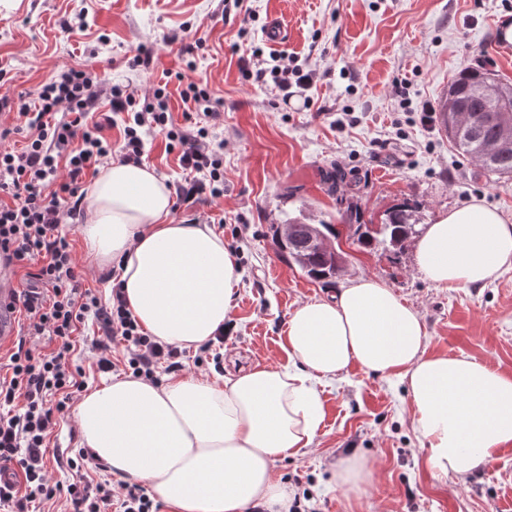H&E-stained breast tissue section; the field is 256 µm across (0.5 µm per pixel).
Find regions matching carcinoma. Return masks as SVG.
<instances>
[{"label":"carcinoma","instance_id":"carcinoma-1","mask_svg":"<svg viewBox=\"0 0 512 512\" xmlns=\"http://www.w3.org/2000/svg\"><path fill=\"white\" fill-rule=\"evenodd\" d=\"M499 87L502 92L492 96L477 90ZM448 96L459 111L448 113V138L463 155L479 162L482 169L500 176H512V145L498 150L494 144L512 140V84L492 72L468 71L461 74ZM409 206L391 209L379 224H356L358 246L365 250L395 247L417 233L410 222ZM280 252L314 281H332L338 274L336 259L331 254L302 251L298 242L278 244Z\"/></svg>","mask_w":512,"mask_h":512}]
</instances>
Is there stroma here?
I'll use <instances>...</instances> for the list:
<instances>
[{
  "mask_svg": "<svg viewBox=\"0 0 512 512\" xmlns=\"http://www.w3.org/2000/svg\"><path fill=\"white\" fill-rule=\"evenodd\" d=\"M83 9L87 28L60 27ZM274 15L288 27L286 42L275 45L264 35ZM506 16L512 0H247L239 8L229 0H13L0 6V95L32 93L61 67H85L141 95L164 87L181 125L188 107L176 75L194 59L202 88L222 103L213 134L224 142V195L171 217L215 227L242 276L234 330L223 345L186 350L185 373L216 379L287 363L281 342L291 312L371 277L419 311L429 352L465 355L512 376V266L481 288H438L417 270L416 238L369 252L354 245L348 225L353 213L380 223L405 203L422 231L474 199L512 221V176L483 173L418 115L464 69L512 81V43L499 37ZM189 44L196 47L190 57ZM141 46L153 51L145 72L130 64ZM257 48L286 52L320 78L284 99L274 84L243 76L241 61ZM338 170L353 182L332 187L328 176ZM291 217L337 225L350 242L333 283L311 281L279 256L273 227ZM321 393L325 417L315 444L274 466L290 498L309 499L318 512H505L512 505V451L464 478L425 469L408 394L396 380L352 365ZM79 447L69 406L46 450L51 483L73 481L74 471L56 459ZM353 450L373 473L357 494L332 483L333 468Z\"/></svg>",
  "mask_w": 512,
  "mask_h": 512,
  "instance_id": "stroma-1",
  "label": "stroma"
}]
</instances>
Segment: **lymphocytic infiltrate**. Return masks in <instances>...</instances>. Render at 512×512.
Returning a JSON list of instances; mask_svg holds the SVG:
<instances>
[{
  "label": "lymphocytic infiltrate",
  "instance_id": "obj_1",
  "mask_svg": "<svg viewBox=\"0 0 512 512\" xmlns=\"http://www.w3.org/2000/svg\"><path fill=\"white\" fill-rule=\"evenodd\" d=\"M241 69L254 82L271 81L284 91L310 85L316 76L312 70L288 68L275 54ZM181 96L200 107L209 123L220 121V112L195 82H188ZM104 105L109 111L103 115ZM0 112L15 113L16 129L26 139L22 149L7 148L4 141L12 130H0V263L27 268L17 296L26 324L9 356L10 373L0 376V461L18 462L25 493L0 486V504L30 512L35 502L58 492L49 483L44 448L58 413L85 387L81 368L71 367L69 358L87 315L101 324V336L91 341L101 372L113 368L107 353L115 342L127 350L124 366L134 376L153 379L161 363L170 372L183 368L178 349L155 341L128 311L121 283L113 284L105 304L83 287L67 227L84 220V177L115 154L121 161L141 163L146 138L161 134L169 149L178 150L180 166L192 173L174 187L177 205L190 208L203 196H223L224 145L212 142L209 123L175 125L164 89L140 101L128 87L103 86L91 71L73 67L61 68L34 99L1 96ZM118 114L122 141L116 147L104 130ZM35 338L53 343V350L35 353ZM121 490L117 496L105 484L77 480L65 489L69 512H108L114 503L119 512H154L144 486L125 483Z\"/></svg>",
  "mask_w": 512,
  "mask_h": 512
}]
</instances>
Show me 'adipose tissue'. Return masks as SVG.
<instances>
[{
    "label": "adipose tissue",
    "mask_w": 512,
    "mask_h": 512,
    "mask_svg": "<svg viewBox=\"0 0 512 512\" xmlns=\"http://www.w3.org/2000/svg\"><path fill=\"white\" fill-rule=\"evenodd\" d=\"M171 197L149 166L113 161L86 188L79 230L145 331L196 348L228 321L239 264L209 225L173 223ZM416 265L442 288L485 285L512 265V224L476 200L451 208L421 236ZM282 347L287 364L221 381L128 376L93 388L75 407L81 445L116 479L146 481L170 512H288L273 465L314 445L319 387L353 364L406 385L433 474L467 476L512 443V377L429 353L418 310L377 280L300 304Z\"/></svg>",
    "instance_id": "1"
}]
</instances>
